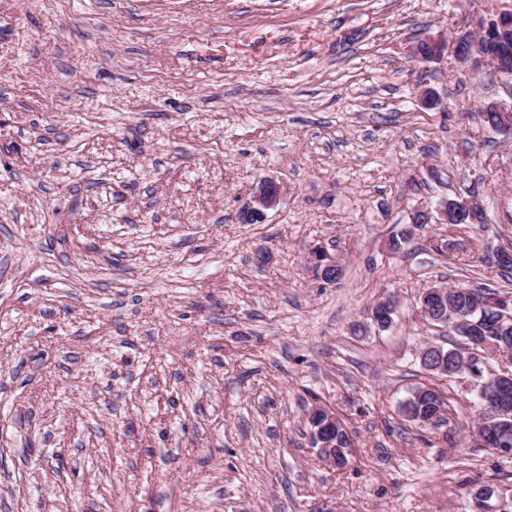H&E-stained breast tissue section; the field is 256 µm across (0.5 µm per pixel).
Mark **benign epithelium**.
<instances>
[{
	"mask_svg": "<svg viewBox=\"0 0 512 512\" xmlns=\"http://www.w3.org/2000/svg\"><path fill=\"white\" fill-rule=\"evenodd\" d=\"M512 10H502L489 18H480L475 24L468 25L451 37H429L411 48L410 56L419 63H444L448 57L460 64H469L474 69H488L505 81L512 80ZM426 70H421L417 80V90L421 104L429 110L444 111L446 103L441 94L429 87L425 78ZM485 113L494 115V121L481 125L494 132L512 134V104L489 103L482 107ZM285 196V188L273 178L260 180L250 192V197L238 214L241 224H260L266 220L267 212L277 208ZM487 221L484 205L476 197H460L454 201L446 200L436 208L422 205L414 209L410 216L412 224H481ZM435 302L442 309H448L453 316L431 314L425 306L420 307L424 318L431 319L436 326L464 329L469 324L467 313H460L448 305V290L443 288L431 291ZM399 307L397 298L389 295L377 302L371 311L376 325L385 330L389 328ZM495 312L496 327L502 334L512 333V305L508 302L483 304ZM468 360L481 363L489 371L496 393L508 391L512 381V373L505 368L494 369L485 355L475 348L468 349Z\"/></svg>",
	"mask_w": 512,
	"mask_h": 512,
	"instance_id": "7a95c632",
	"label": "benign epithelium"
}]
</instances>
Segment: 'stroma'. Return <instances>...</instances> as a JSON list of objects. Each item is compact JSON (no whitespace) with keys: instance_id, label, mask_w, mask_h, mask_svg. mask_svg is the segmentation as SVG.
<instances>
[{"instance_id":"stroma-1","label":"stroma","mask_w":512,"mask_h":512,"mask_svg":"<svg viewBox=\"0 0 512 512\" xmlns=\"http://www.w3.org/2000/svg\"><path fill=\"white\" fill-rule=\"evenodd\" d=\"M512 0H0V512H512L432 286L512 292V89L412 46ZM287 194L242 224L250 186ZM484 224L388 241L459 196ZM340 260L334 283L312 254ZM394 295L388 330L370 318ZM420 384L447 424L407 421ZM352 434L332 467L306 415ZM426 72V68H422L416 84L421 104L429 110H438L442 112L446 108V103L444 102V98L441 94L427 85L425 78ZM482 112L492 113L494 121L486 123L481 121ZM476 112V118L481 121V125L494 133L512 134V101L510 105L502 103H489Z\"/></svg>"}]
</instances>
